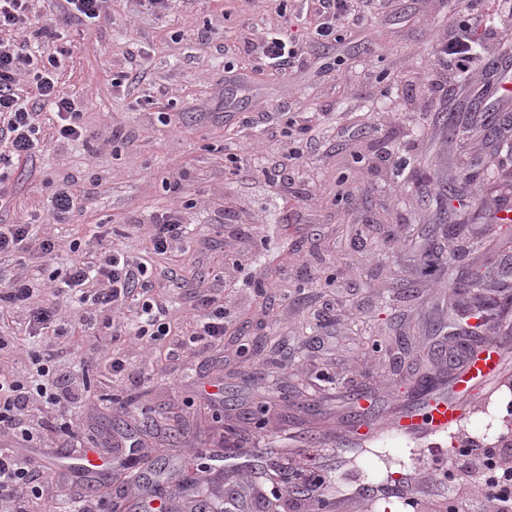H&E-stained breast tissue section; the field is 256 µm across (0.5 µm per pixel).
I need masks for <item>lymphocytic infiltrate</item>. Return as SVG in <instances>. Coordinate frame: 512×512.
<instances>
[{
    "label": "lymphocytic infiltrate",
    "mask_w": 512,
    "mask_h": 512,
    "mask_svg": "<svg viewBox=\"0 0 512 512\" xmlns=\"http://www.w3.org/2000/svg\"><path fill=\"white\" fill-rule=\"evenodd\" d=\"M490 7L469 0L459 18L448 25V37L439 43V67L419 76L425 94H432L439 69H447L449 83L463 76H477L484 70L488 46L497 36L490 20ZM52 27L41 24L32 0H0V183L8 179L13 163L30 160L44 142L43 112L56 118L53 135L60 143L85 142L91 133L73 96L58 82L64 54L42 50V43L54 39ZM31 89H23L22 79ZM192 204L176 201L151 219L152 247L167 253L176 243L189 240L187 212ZM75 259L56 295L68 296L86 306L83 323L95 328L102 311L113 314L131 306L136 310L134 338L144 348H153L171 333V325L157 303L150 298L132 300L136 285L145 283L148 268L132 263L119 251L97 253L80 242H72ZM35 280L12 278L0 287V322H8L15 310L27 312L31 335L56 340L55 348L33 355L16 374L0 373V436L30 440L36 428L26 422L32 407L47 409L45 428L69 437L77 424L72 409L83 401L89 378L60 355L57 346L69 336L70 324L55 305L35 306ZM196 345H213L224 338V309L209 296H201L194 307ZM288 481L302 490L300 512H314L323 497L327 481L318 467L306 460L290 463ZM56 483L51 470L34 471L30 458L0 448V512H54L56 501L49 490ZM446 501L447 512H512V441L501 439L489 446L469 437L462 442L456 460L445 477L431 480V488L411 500L413 512H434L438 501Z\"/></svg>",
    "instance_id": "f902f5d3"
}]
</instances>
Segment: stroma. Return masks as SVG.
I'll return each instance as SVG.
<instances>
[{
  "label": "stroma",
  "instance_id": "35a3bbf8",
  "mask_svg": "<svg viewBox=\"0 0 512 512\" xmlns=\"http://www.w3.org/2000/svg\"><path fill=\"white\" fill-rule=\"evenodd\" d=\"M460 0H362L364 18L337 40L314 37L319 0H170L166 16L137 12L135 0H108L99 24L86 29L66 17L62 0H36L57 37L47 52L66 49L60 73L92 133L87 143L47 141L41 155L19 163L9 184L10 209L0 221L35 218L57 236L48 259L0 257V277L65 273L72 240L95 225L112 232L103 249H119L152 271L151 294L168 319L185 329L206 283L226 308L223 343L185 348L170 337L155 355L133 338L98 346L81 331V308L65 314L77 331L66 350L86 358L91 386L78 415L86 448L125 459L131 442L174 465L198 451L213 472L208 497L224 500L242 477L228 470L253 446L272 448L267 465L283 467L311 448L329 451V512H400L393 492L428 449L452 459L464 435L492 443L512 421V304L496 308L474 338L494 341L503 359L498 382L475 389L457 430L404 435L391 421L450 392L458 373L434 347L457 339L432 327L464 317L482 297L512 290V235L492 228L512 208V109L499 101L497 65L512 64V13L502 12L499 42L483 76L426 100L409 74L434 62L438 42ZM268 33L297 44L286 70L258 65L248 40ZM151 66L135 74L139 54ZM172 112L176 127L149 121L136 106ZM505 120L487 139L481 115ZM454 115L461 134L448 138L435 115ZM306 142L305 160L285 156L288 122ZM123 135L112 139L113 129ZM283 180L268 186L267 168ZM83 200L68 223L49 221V199L63 179ZM180 180L196 199V235L171 252L154 253L150 216L166 208L168 183ZM451 182L449 222L465 225L463 240L431 238L439 224L433 197ZM229 198L259 205L247 225L214 224L211 202ZM363 246H355L354 229ZM461 249L451 272L429 273L426 249ZM487 271L482 296L464 297L449 274ZM415 296L396 298L398 282ZM400 317L409 346L400 367L375 342ZM119 353L124 380L109 381L106 360ZM437 380L414 386L422 373ZM56 493L103 498L105 512H134L137 497L124 472L87 482L65 468Z\"/></svg>",
  "mask_w": 512,
  "mask_h": 512
}]
</instances>
